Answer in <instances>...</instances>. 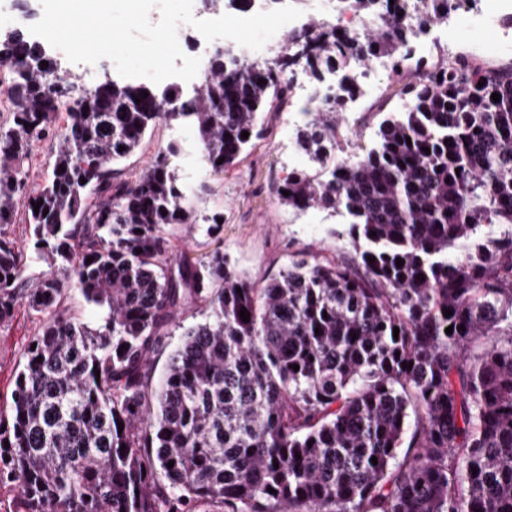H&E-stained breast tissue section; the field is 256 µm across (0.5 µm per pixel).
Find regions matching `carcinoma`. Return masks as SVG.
Returning a JSON list of instances; mask_svg holds the SVG:
<instances>
[{"label":"carcinoma","mask_w":512,"mask_h":512,"mask_svg":"<svg viewBox=\"0 0 512 512\" xmlns=\"http://www.w3.org/2000/svg\"><path fill=\"white\" fill-rule=\"evenodd\" d=\"M350 4L368 38L318 23L265 57L216 51L191 96L82 88L22 28L0 32V226L22 197L32 229L26 247L0 230V321L21 300L47 316L0 409V484L18 512H512V64L458 54L428 70L405 52L428 27ZM418 7L448 21V0ZM376 55L404 106L328 177L292 171L276 190L287 208L347 216L332 258L299 252L259 288L219 246L177 255L167 227L213 236L224 216L198 215L175 142L135 180L112 178L158 124L194 136L219 177L265 137L263 114L292 104L295 65L317 86L341 74L353 101L354 63ZM303 116L297 144L324 169L336 108ZM54 126L62 146L28 191L21 166ZM32 264L46 268L34 280ZM70 292L98 324L60 310ZM180 310L199 321L155 380Z\"/></svg>","instance_id":"obj_1"}]
</instances>
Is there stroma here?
I'll list each match as a JSON object with an SVG mask.
<instances>
[{
    "label": "stroma",
    "mask_w": 512,
    "mask_h": 512,
    "mask_svg": "<svg viewBox=\"0 0 512 512\" xmlns=\"http://www.w3.org/2000/svg\"><path fill=\"white\" fill-rule=\"evenodd\" d=\"M394 88L390 73H380L375 89L357 102L352 112L339 113L341 138L336 161L358 152L372 136L382 113L400 107ZM302 120V115L292 109L266 116V138L257 141L234 168L212 180L209 195L196 203L200 212L223 214L224 253L229 263L259 286L287 267L294 251L310 247L329 256L342 246L334 235L344 222L340 214L321 208L294 212L276 199V187L288 172L310 168L296 142ZM172 138L171 129L155 126L138 150L119 165L118 179H133ZM43 321V316L22 304L0 322V404L9 403L26 349Z\"/></svg>",
    "instance_id": "obj_1"
}]
</instances>
